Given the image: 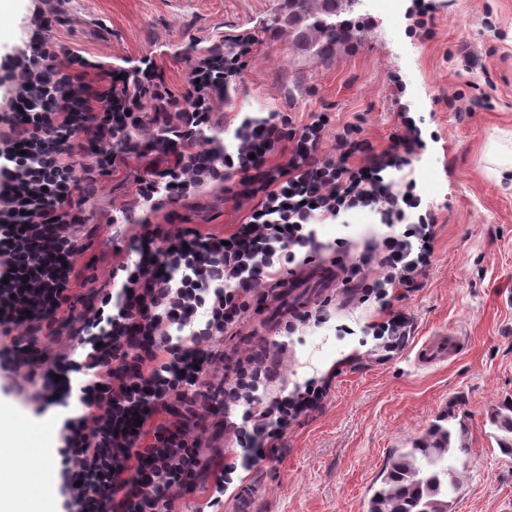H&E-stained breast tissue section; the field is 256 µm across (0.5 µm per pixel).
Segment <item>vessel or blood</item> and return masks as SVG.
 I'll return each instance as SVG.
<instances>
[{"label": "vessel or blood", "mask_w": 512, "mask_h": 512, "mask_svg": "<svg viewBox=\"0 0 512 512\" xmlns=\"http://www.w3.org/2000/svg\"><path fill=\"white\" fill-rule=\"evenodd\" d=\"M343 279L338 265L331 262H319L304 266L294 274L282 279L277 292L288 299L287 307L265 319L263 330L267 335H275L279 324L292 312L302 309L306 304V288L315 287L322 293L328 294L337 288ZM460 342L452 334H444L427 340L417 352V361L425 367L447 362L456 356Z\"/></svg>", "instance_id": "vessel-or-blood-1"}]
</instances>
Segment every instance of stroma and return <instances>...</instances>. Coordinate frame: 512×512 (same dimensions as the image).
I'll return each instance as SVG.
<instances>
[{"instance_id": "obj_1", "label": "stroma", "mask_w": 512, "mask_h": 512, "mask_svg": "<svg viewBox=\"0 0 512 512\" xmlns=\"http://www.w3.org/2000/svg\"><path fill=\"white\" fill-rule=\"evenodd\" d=\"M29 5L10 0L0 59L21 45ZM411 6L412 0H393L388 9L357 0L350 14L355 49L322 61L297 50L284 22L288 0H64L52 22L55 47L114 66L152 57L176 92L187 83L189 54L222 35L251 31L255 56L216 114V133L229 146L244 118L277 111L299 121L331 113L336 124L358 125L383 149L402 105L425 142L406 175L434 212L437 236L422 287L401 303L414 322L403 351L386 362L368 355L362 328L374 307L347 286L332 294L327 322L292 336L287 350H279L278 337L263 336L253 318L236 338L220 339L230 356L268 344L283 383L335 375L322 411L289 428L283 460L254 469L247 492L226 498L224 512H367L393 452L448 412L468 427L452 512H512V455L501 452L486 423L492 408L512 405V182L500 180L487 161L491 144L512 132V0H436L428 36L412 33ZM468 55L476 66H466ZM146 165L130 156L84 198L76 312L112 289L113 270L135 258L131 231L112 215L134 201ZM256 202L241 185L215 187L149 219L165 231L184 225L221 236ZM316 230L322 243L345 239L358 250L386 228L374 214L356 211ZM448 331L462 339L458 356L421 366L422 343ZM34 391L31 384L17 389L0 371V404L25 422L57 429L81 411L74 399L65 407L34 402Z\"/></svg>"}]
</instances>
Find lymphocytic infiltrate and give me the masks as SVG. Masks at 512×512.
Returning <instances> with one entry per match:
<instances>
[{
    "mask_svg": "<svg viewBox=\"0 0 512 512\" xmlns=\"http://www.w3.org/2000/svg\"><path fill=\"white\" fill-rule=\"evenodd\" d=\"M62 0H31L32 32L8 67L10 97L0 112V336L10 344L0 365L25 371L49 403L78 398L81 414L59 431L66 512H177L197 478L207 505L222 512L237 471L284 455V436L324 408L331 375L271 390L266 354L251 351L212 383L224 353L250 314L275 296L280 278L315 263L324 248L317 225L353 211L377 215L387 231L352 261L348 280L373 299L365 335L386 361L401 352L413 320L399 309L420 287L434 254L435 219L419 213L415 181L393 179L423 142L408 116L388 148L361 139L353 124L333 127L324 112L295 122L282 112L244 119L234 149L214 135L257 40L227 34L187 59L183 92L171 90L156 63L130 72L85 56L56 52L44 32ZM333 153H324L326 138ZM286 163H276L277 155ZM148 158L136 201L113 216L138 224L134 263L121 267L117 292L78 314L73 334L84 360L49 357L35 337L54 335L72 309V266L82 224L83 185L123 164ZM257 183L254 211L227 237L181 227H151L145 209L177 203L231 179ZM86 371L79 386L70 373ZM223 409L234 441L223 461L202 453L197 428Z\"/></svg>",
    "mask_w": 512,
    "mask_h": 512,
    "instance_id": "lymphocytic-infiltrate-1",
    "label": "lymphocytic infiltrate"
}]
</instances>
